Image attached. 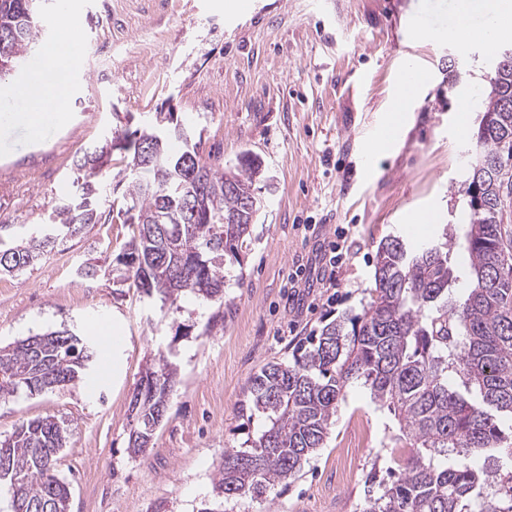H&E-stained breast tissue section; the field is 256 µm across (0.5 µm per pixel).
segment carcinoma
I'll list each match as a JSON object with an SVG mask.
<instances>
[{"mask_svg":"<svg viewBox=\"0 0 512 512\" xmlns=\"http://www.w3.org/2000/svg\"><path fill=\"white\" fill-rule=\"evenodd\" d=\"M46 31L42 0H0V40L9 38L17 70ZM480 102L488 124L477 128L464 191L469 223L463 246L469 257L464 299L454 296L457 276L448 244L409 248L398 236L376 250L371 300L357 314L326 323L288 362H267L249 381L245 405L265 416L250 449L224 452L214 491L226 502L255 499L299 476L324 447L340 401L355 385L370 391L399 424L396 440L410 450L397 459L396 479L368 494L362 512H512V468L479 467L475 457L512 462V433L499 425L512 418V230L504 195H512V164L474 181L473 164L503 162L512 143V60L488 83ZM125 142L131 162L112 173V141ZM184 142L173 154L168 141ZM154 142L147 163L141 145ZM256 156L244 152L234 166L205 157L173 113L132 136L111 135L74 161V192L51 206L41 236L0 249V276L41 262L55 244L114 217L131 225L117 260V278L133 281L162 304L182 297L224 304V261H240L251 222L228 224L251 194ZM128 181L125 205L113 212L107 190ZM482 204H472L475 184ZM31 348L22 339L0 346V399L60 390L80 378L96 349L77 334L50 331ZM176 366L160 353L134 394L139 418L128 449L151 443L159 409L168 408ZM67 433L52 417L21 423L0 449L19 475L20 496L36 506L53 501L69 512L70 489L57 477L56 452Z\"/></svg>","mask_w":512,"mask_h":512,"instance_id":"carcinoma-1","label":"carcinoma"}]
</instances>
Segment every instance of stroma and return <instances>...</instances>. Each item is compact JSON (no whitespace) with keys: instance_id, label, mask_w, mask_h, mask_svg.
<instances>
[{"instance_id":"35a3bbf8","label":"stroma","mask_w":512,"mask_h":512,"mask_svg":"<svg viewBox=\"0 0 512 512\" xmlns=\"http://www.w3.org/2000/svg\"><path fill=\"white\" fill-rule=\"evenodd\" d=\"M255 18L228 0H47L82 21L85 59L73 75L69 119L42 140L0 126V214L25 237L72 191L76 156L111 128L152 125L173 113L202 152L224 164L257 154L263 200L251 244L224 268V302H160L111 276L88 281L84 261L109 265L131 230L92 224L57 244L33 269L0 286V344L63 327L89 335L91 323L118 329L96 364L95 386L0 401V438L22 422L52 416L69 431L56 473L70 512H201L213 507L216 467L242 450L264 419L241 415L249 380L270 361L291 359L325 323L369 302L377 246L398 236L443 242L465 229L466 157L478 109L460 95L484 89L496 54L481 40L463 45L413 37L409 22L444 31L457 0H253ZM457 58L464 80L448 86ZM413 62L425 79L393 144L365 146L391 124L399 73ZM343 245L336 287L294 280L324 247ZM178 365L174 393L149 448L128 450L130 402L157 351ZM398 422L361 387L347 389L323 448L300 475L226 512H359L368 477L392 464Z\"/></svg>"}]
</instances>
